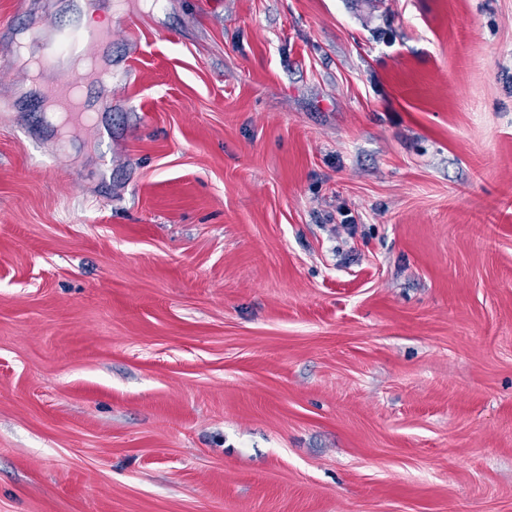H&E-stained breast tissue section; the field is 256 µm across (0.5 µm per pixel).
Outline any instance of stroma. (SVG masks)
<instances>
[{
	"label": "stroma",
	"instance_id": "stroma-1",
	"mask_svg": "<svg viewBox=\"0 0 512 512\" xmlns=\"http://www.w3.org/2000/svg\"><path fill=\"white\" fill-rule=\"evenodd\" d=\"M96 15L90 121L0 67V512H512V0Z\"/></svg>",
	"mask_w": 512,
	"mask_h": 512
}]
</instances>
